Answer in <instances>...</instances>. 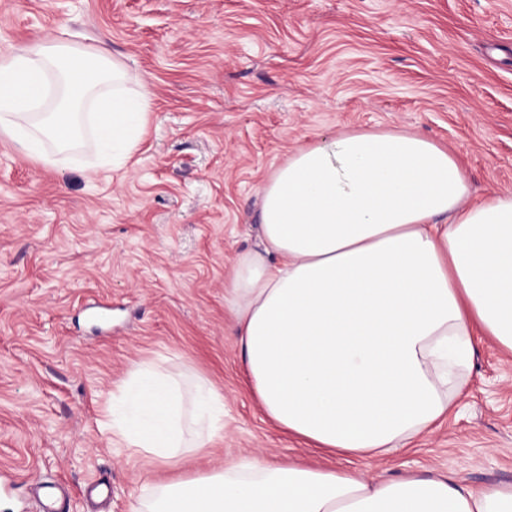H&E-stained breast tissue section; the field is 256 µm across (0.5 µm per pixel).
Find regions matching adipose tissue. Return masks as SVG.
I'll return each mask as SVG.
<instances>
[{"instance_id":"adipose-tissue-1","label":"adipose tissue","mask_w":512,"mask_h":512,"mask_svg":"<svg viewBox=\"0 0 512 512\" xmlns=\"http://www.w3.org/2000/svg\"><path fill=\"white\" fill-rule=\"evenodd\" d=\"M102 48L46 38L0 57V135L44 164L97 140L132 151L150 91L125 90ZM447 148L400 130L304 146L261 189L257 250L225 289L265 415L342 457L405 447L444 417L479 336L512 351V194L466 205ZM118 433L165 464L224 430V402L137 364ZM148 512H512V485L445 473L370 480L348 469L230 463L163 485Z\"/></svg>"}]
</instances>
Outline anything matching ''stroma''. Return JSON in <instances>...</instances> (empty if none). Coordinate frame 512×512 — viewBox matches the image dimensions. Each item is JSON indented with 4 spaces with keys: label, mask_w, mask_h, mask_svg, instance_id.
I'll list each match as a JSON object with an SVG mask.
<instances>
[{
    "label": "stroma",
    "mask_w": 512,
    "mask_h": 512,
    "mask_svg": "<svg viewBox=\"0 0 512 512\" xmlns=\"http://www.w3.org/2000/svg\"><path fill=\"white\" fill-rule=\"evenodd\" d=\"M44 36L106 47L153 110L134 151L88 130L77 164L0 136V471L15 483L0 512L44 482L64 512H141L170 481L256 456L512 483V352L492 339L447 420L345 462L267 419L224 305L260 190L303 145L413 132L459 159L470 201L512 193V0H0V53ZM137 363L217 390L223 433L173 467L113 433Z\"/></svg>",
    "instance_id": "stroma-1"
}]
</instances>
